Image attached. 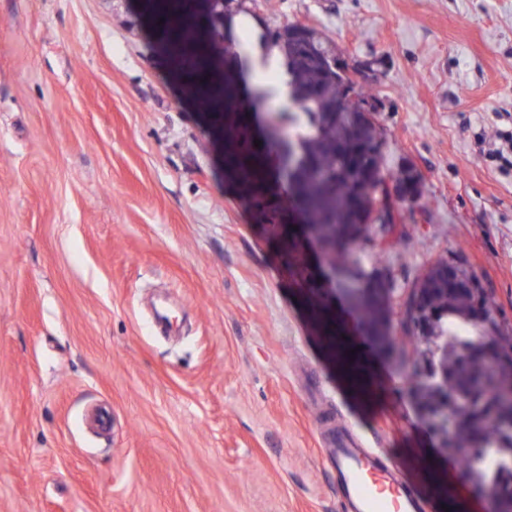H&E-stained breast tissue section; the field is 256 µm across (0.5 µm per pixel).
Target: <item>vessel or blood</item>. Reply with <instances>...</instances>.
I'll list each match as a JSON object with an SVG mask.
<instances>
[{
    "label": "vessel or blood",
    "instance_id": "b4317fda",
    "mask_svg": "<svg viewBox=\"0 0 512 512\" xmlns=\"http://www.w3.org/2000/svg\"><path fill=\"white\" fill-rule=\"evenodd\" d=\"M330 444L326 456L346 512H425L423 500L386 468L382 449L365 447L348 430L337 433Z\"/></svg>",
    "mask_w": 512,
    "mask_h": 512
}]
</instances>
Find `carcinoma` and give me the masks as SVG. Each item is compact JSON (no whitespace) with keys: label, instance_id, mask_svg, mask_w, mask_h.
Here are the masks:
<instances>
[{"label":"carcinoma","instance_id":"carcinoma-1","mask_svg":"<svg viewBox=\"0 0 512 512\" xmlns=\"http://www.w3.org/2000/svg\"><path fill=\"white\" fill-rule=\"evenodd\" d=\"M289 27L285 24L264 40L269 50L282 52L290 95L310 128L307 135L288 140V147L300 158L295 201L307 223L324 233L320 247L336 269L348 271L356 279L368 274L379 276L382 281L375 287L390 289L392 278L387 269L369 268L352 255L365 245L376 258L389 252L402 234L396 206L413 201L418 185L406 170L384 174V140L377 138L375 130L356 113L341 111L351 86L347 73L336 66L335 43L311 30L314 52L293 57L283 44ZM236 108L237 104L230 102L224 113V131L230 144L226 165L240 182L264 187L262 159L232 147L240 130ZM254 207L262 220L279 223L280 204L272 202L270 195L256 200ZM368 224L376 225L370 238L364 237ZM449 266L464 278H472L461 260L441 255L427 262L412 282V287L424 289L422 307L432 314L427 332H419L407 313L401 319L399 340L382 351L405 368L409 364L407 343H424L421 354L428 369L414 367L408 376L416 398L427 406L436 403L440 373L448 375V395L437 406V411L448 413L454 420L453 429L443 433V448L448 454L455 457L465 450L480 456L488 448L512 449V431L504 427V420L512 418V336L502 330L487 294L478 298L439 276ZM347 297L361 325L373 327L380 322L386 296L349 293ZM487 347L499 356V366H492L485 358ZM474 389L480 392V404H452V397ZM469 473L477 477L479 492L490 490L512 497V472L499 480H489L472 469Z\"/></svg>","mask_w":512,"mask_h":512}]
</instances>
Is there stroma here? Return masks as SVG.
<instances>
[{
	"mask_svg": "<svg viewBox=\"0 0 512 512\" xmlns=\"http://www.w3.org/2000/svg\"><path fill=\"white\" fill-rule=\"evenodd\" d=\"M275 3L229 8L374 65L384 169L422 189L394 289L463 255L512 332V173L475 143L512 115V0ZM174 49L143 0H0V512H342L323 440L350 426L409 477L428 448L429 512H483L310 247L313 320Z\"/></svg>",
	"mask_w": 512,
	"mask_h": 512,
	"instance_id": "35a3bbf8",
	"label": "stroma"
}]
</instances>
